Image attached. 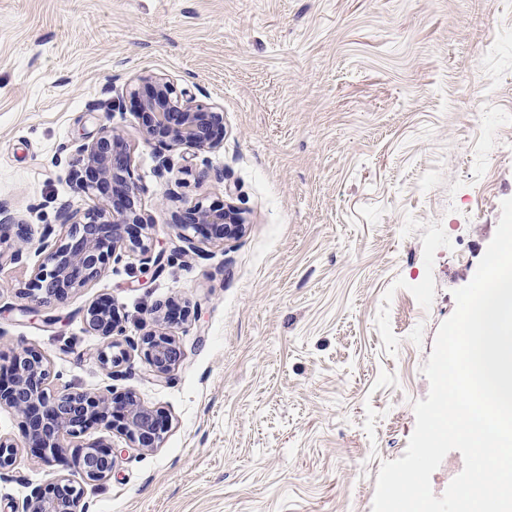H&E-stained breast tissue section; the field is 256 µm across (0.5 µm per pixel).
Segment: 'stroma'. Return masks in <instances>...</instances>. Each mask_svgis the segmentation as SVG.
Segmentation results:
<instances>
[{
  "instance_id": "obj_1",
  "label": "stroma",
  "mask_w": 512,
  "mask_h": 512,
  "mask_svg": "<svg viewBox=\"0 0 512 512\" xmlns=\"http://www.w3.org/2000/svg\"><path fill=\"white\" fill-rule=\"evenodd\" d=\"M224 110V147L144 143L139 76ZM114 128L132 149L162 273L124 254L63 301L18 313L60 204L88 211L75 146ZM512 198V0H0V368L44 352L54 386L130 393L169 428L159 448L90 426L113 448L84 483L75 448L47 464L17 411L0 512L65 474L91 512H372L382 462L402 457L422 373ZM245 211L243 234L185 242L191 203ZM22 261H11L16 248ZM119 313V366L83 314ZM183 313L156 321L155 308ZM182 357L157 380L132 344L149 330Z\"/></svg>"
}]
</instances>
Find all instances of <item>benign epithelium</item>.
I'll return each instance as SVG.
<instances>
[{"mask_svg": "<svg viewBox=\"0 0 512 512\" xmlns=\"http://www.w3.org/2000/svg\"><path fill=\"white\" fill-rule=\"evenodd\" d=\"M140 80L151 85L149 94L138 101V119L142 138L168 150L185 149L193 153H213L224 147V113L219 106L195 103L192 95L177 89L174 82L158 75ZM74 170L78 189L95 191L101 205L79 216L69 207L60 209L66 234L49 242L47 230L40 246L41 263L21 298L27 304L23 313L36 312V306L61 301L75 288L94 280L111 261L122 253L137 251L144 272L162 268L164 252L155 251L142 236H130L126 229L144 224L139 209L141 187L134 179L128 142L113 130L103 127L98 135L76 148ZM247 217L232 204L221 209L207 208L196 202L186 209L177 223L182 238L189 242V230L205 228L210 237L222 241L242 232ZM89 330L105 339L122 332L110 303H95L86 309ZM145 363L161 380L168 377L180 359L174 339L153 330L140 339ZM14 408L24 419L30 447L44 460L59 462L65 454L64 440L81 438L91 424H102L124 434L137 448L152 450L163 440L165 425L157 411L135 396L112 397V387L98 392L78 391L72 387L55 389L51 385L46 354L31 348L16 352L5 376H0V404ZM15 445L0 437V475L14 463ZM76 462L89 482L110 475L113 451L95 443L77 445ZM84 491L64 474L34 489L22 504V512H88Z\"/></svg>", "mask_w": 512, "mask_h": 512, "instance_id": "7a95c632", "label": "benign epithelium"}]
</instances>
